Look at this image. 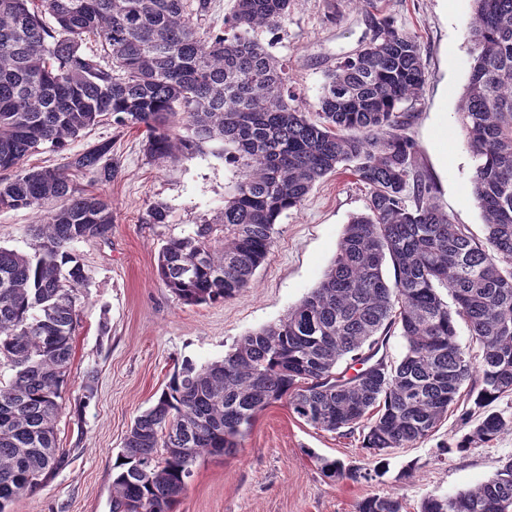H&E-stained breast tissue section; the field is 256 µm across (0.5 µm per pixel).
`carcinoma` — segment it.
I'll list each match as a JSON object with an SVG mask.
<instances>
[{
    "label": "carcinoma",
    "instance_id": "obj_1",
    "mask_svg": "<svg viewBox=\"0 0 512 512\" xmlns=\"http://www.w3.org/2000/svg\"><path fill=\"white\" fill-rule=\"evenodd\" d=\"M471 2L473 61L457 114L475 158L483 241L439 208L433 178L416 166L401 105L425 82L422 47L387 17L326 75L312 115L288 105L300 99L288 65L258 38L287 18L290 0H233L230 30L210 36L199 32L209 0H0V171L9 173L0 210L38 215L34 253L0 247V512L69 464L55 423L88 282L73 245L109 238L113 224L111 204L73 176L118 174L109 141L58 167L26 161L104 123L142 131L161 165L218 144L238 168L220 211L159 250L158 274L184 305L249 287L278 218L325 176L344 168L369 189L298 305L221 360L183 361L134 419L112 467V512H171L197 458L235 453L278 401L317 429L361 430L363 447L382 456L426 439L467 382L478 408L512 394V0ZM170 217L153 202L144 223ZM460 321L476 358L459 341ZM395 332L406 344L398 362L382 354ZM345 361L360 368L349 375ZM510 431L512 416L489 412L446 452ZM318 461L332 481L368 478ZM356 512L404 505L375 494ZM420 512H512V458L473 489L425 497Z\"/></svg>",
    "mask_w": 512,
    "mask_h": 512
}]
</instances>
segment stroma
<instances>
[{
	"instance_id": "stroma-1",
	"label": "stroma",
	"mask_w": 512,
	"mask_h": 512,
	"mask_svg": "<svg viewBox=\"0 0 512 512\" xmlns=\"http://www.w3.org/2000/svg\"><path fill=\"white\" fill-rule=\"evenodd\" d=\"M378 12L415 33L422 46L425 85L418 99L403 105L413 115L406 133L417 145V161L434 177L437 202L451 221L484 239L471 190L475 162L457 114L472 62L471 0H293L280 27L259 37L287 63L302 108L313 110L327 71L370 41L368 16ZM99 141L111 142L119 171L107 184L89 174L74 178L111 203L113 224L109 241L74 247L89 281L78 300L68 387L56 422L57 443L70 463L35 494L15 499L8 512H112L115 456L175 365L222 359L242 336L278 322L318 285L346 225L366 206L368 190L350 172L322 179L301 206L279 218L274 245L249 288L224 301L184 305L157 276L158 251L223 206L236 168L216 145L158 166L141 132L112 123L65 149L43 146L26 165L53 167ZM155 201L169 207L170 223H145ZM36 221L28 210H0V246L32 253L36 241L27 227ZM91 368L99 379L86 403L84 374ZM465 412L475 420L481 414L466 389L429 437L378 460L364 448L361 432L323 431L298 419L286 402L273 403L257 415L236 454L197 459L173 512H355L358 501L385 493L399 496L405 512H419L425 496L470 489L512 458V432L445 453L468 431L460 421ZM323 458L367 468L372 477L330 481L320 470Z\"/></svg>"
}]
</instances>
